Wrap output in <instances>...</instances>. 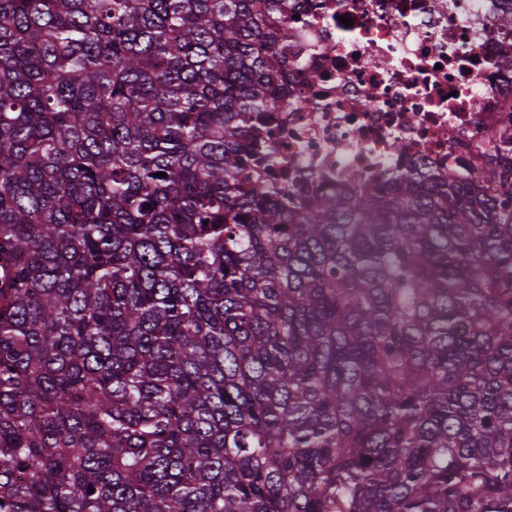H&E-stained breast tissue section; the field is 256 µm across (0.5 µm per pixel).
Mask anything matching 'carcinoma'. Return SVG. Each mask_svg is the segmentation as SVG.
Here are the masks:
<instances>
[{
	"mask_svg": "<svg viewBox=\"0 0 512 512\" xmlns=\"http://www.w3.org/2000/svg\"><path fill=\"white\" fill-rule=\"evenodd\" d=\"M307 2L0 0V512H512V133L251 186Z\"/></svg>",
	"mask_w": 512,
	"mask_h": 512,
	"instance_id": "obj_1",
	"label": "carcinoma"
}]
</instances>
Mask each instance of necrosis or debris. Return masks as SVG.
Returning <instances> with one entry per match:
<instances>
[{"instance_id": "necrosis-or-debris-1", "label": "necrosis or debris", "mask_w": 512, "mask_h": 512, "mask_svg": "<svg viewBox=\"0 0 512 512\" xmlns=\"http://www.w3.org/2000/svg\"><path fill=\"white\" fill-rule=\"evenodd\" d=\"M496 0H312L288 49V99L261 132L274 160L260 184L294 204L398 167L479 162L512 129V75L496 58L512 32ZM351 25H344V18Z\"/></svg>"}]
</instances>
